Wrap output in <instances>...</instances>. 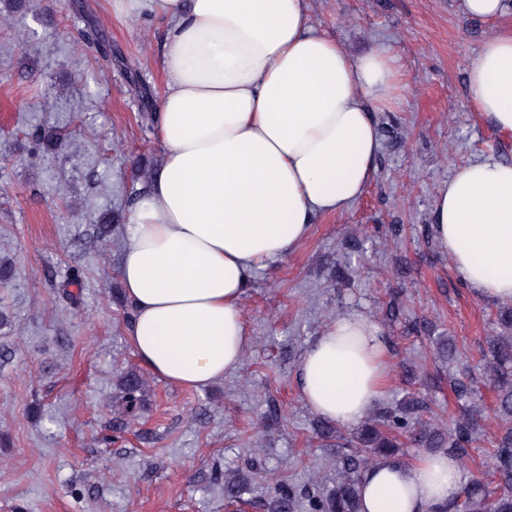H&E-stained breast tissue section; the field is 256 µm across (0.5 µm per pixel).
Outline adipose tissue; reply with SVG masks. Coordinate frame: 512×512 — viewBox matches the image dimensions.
<instances>
[{"label": "adipose tissue", "mask_w": 512, "mask_h": 512, "mask_svg": "<svg viewBox=\"0 0 512 512\" xmlns=\"http://www.w3.org/2000/svg\"><path fill=\"white\" fill-rule=\"evenodd\" d=\"M162 17L163 162L131 213L119 277L127 339L167 383L203 388L242 362V298L255 271L293 252L319 215H341L369 184L375 112L407 88L384 49L351 57L311 25L304 0H134ZM472 108L512 135V31L468 68ZM433 235L479 298L512 301V163L484 156L438 189ZM388 353L357 313L306 346L298 383L322 418L358 424L386 393ZM460 466L446 454L384 458L361 477L363 512H448Z\"/></svg>", "instance_id": "ef3b65f1"}]
</instances>
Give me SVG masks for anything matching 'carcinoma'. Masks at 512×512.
I'll use <instances>...</instances> for the list:
<instances>
[{
	"label": "carcinoma",
	"instance_id": "obj_1",
	"mask_svg": "<svg viewBox=\"0 0 512 512\" xmlns=\"http://www.w3.org/2000/svg\"><path fill=\"white\" fill-rule=\"evenodd\" d=\"M500 332L485 337L482 347L485 368L496 393L495 415L503 421L512 419V308L500 312L497 320ZM142 379L131 374L124 381L126 407L134 415L139 409ZM428 411L417 397H409L383 418L364 424L356 441L347 444L348 452L341 457V476L336 486L324 495H310L311 512H361V475L383 457L399 455V443L392 431L398 430L410 442L422 448L442 452L464 464L468 445L473 441L477 426L474 414H463L450 424L430 422L422 418ZM498 476L500 492L494 493L488 483L474 476L451 504L453 512H512V427L504 429L493 440L490 454ZM243 481L237 474H224V499L240 498ZM296 489L285 483L272 487L267 512H292Z\"/></svg>",
	"mask_w": 512,
	"mask_h": 512
}]
</instances>
